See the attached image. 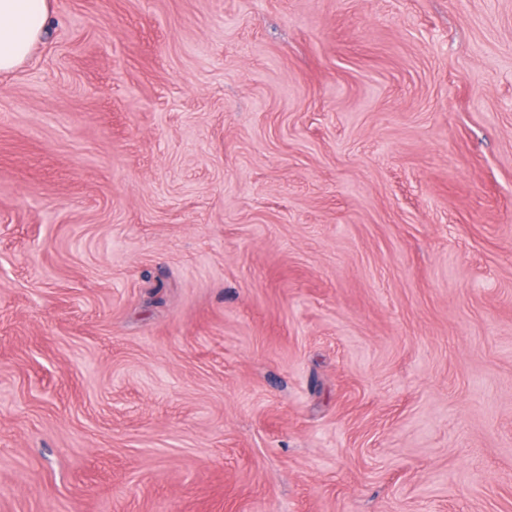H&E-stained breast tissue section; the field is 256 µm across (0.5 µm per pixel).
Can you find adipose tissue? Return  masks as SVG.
Listing matches in <instances>:
<instances>
[{
    "label": "adipose tissue",
    "mask_w": 512,
    "mask_h": 512,
    "mask_svg": "<svg viewBox=\"0 0 512 512\" xmlns=\"http://www.w3.org/2000/svg\"><path fill=\"white\" fill-rule=\"evenodd\" d=\"M49 0H0V73L22 63L50 21Z\"/></svg>",
    "instance_id": "adipose-tissue-1"
}]
</instances>
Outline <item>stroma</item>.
<instances>
[{
    "mask_svg": "<svg viewBox=\"0 0 512 512\" xmlns=\"http://www.w3.org/2000/svg\"><path fill=\"white\" fill-rule=\"evenodd\" d=\"M51 9L0 512H512V0Z\"/></svg>",
    "mask_w": 512,
    "mask_h": 512,
    "instance_id": "35a3bbf8",
    "label": "stroma"
}]
</instances>
